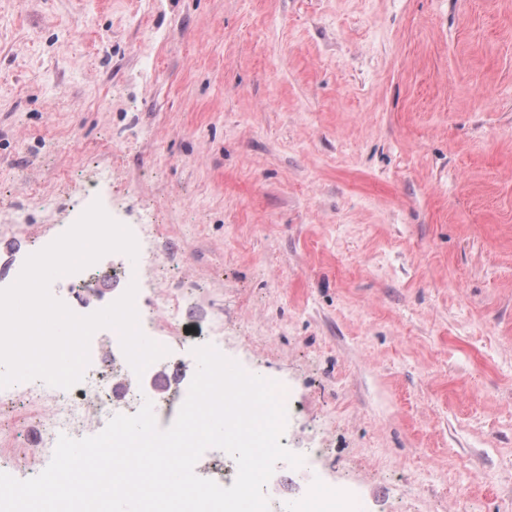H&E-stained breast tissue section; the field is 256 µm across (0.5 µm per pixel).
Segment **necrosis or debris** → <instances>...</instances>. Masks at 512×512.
Returning <instances> with one entry per match:
<instances>
[{"instance_id":"obj_1","label":"necrosis or debris","mask_w":512,"mask_h":512,"mask_svg":"<svg viewBox=\"0 0 512 512\" xmlns=\"http://www.w3.org/2000/svg\"><path fill=\"white\" fill-rule=\"evenodd\" d=\"M154 224L142 225L138 238L141 270L150 276L157 301L149 311L140 313V326L180 322V305L169 292L168 278L158 273L159 257L152 248ZM130 366L122 349L103 355L97 365L87 367L82 381L65 390L40 380H28L0 387V418L13 414L16 407L38 401L32 421L25 423L27 445L36 458H44L55 447L60 435L75 438L94 430L118 414H136L144 403L145 392L139 383H129L114 392L115 379L125 376ZM303 468L278 462L264 487L270 512H355V501L348 488L322 486L313 490L303 477Z\"/></svg>"}]
</instances>
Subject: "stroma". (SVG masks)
<instances>
[{
	"label": "stroma",
	"mask_w": 512,
	"mask_h": 512,
	"mask_svg": "<svg viewBox=\"0 0 512 512\" xmlns=\"http://www.w3.org/2000/svg\"><path fill=\"white\" fill-rule=\"evenodd\" d=\"M88 181L313 479L512 512V0H0V248Z\"/></svg>",
	"instance_id": "35a3bbf8"
}]
</instances>
